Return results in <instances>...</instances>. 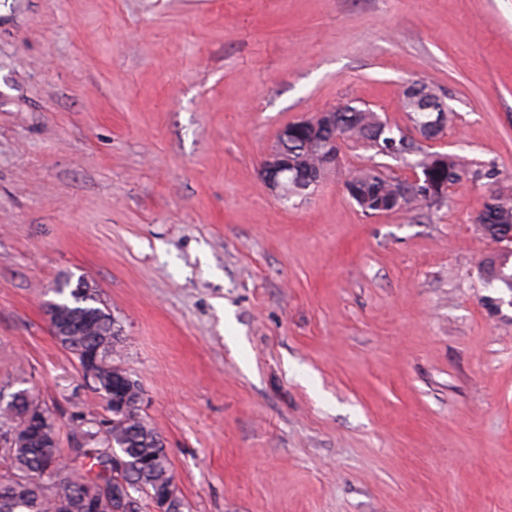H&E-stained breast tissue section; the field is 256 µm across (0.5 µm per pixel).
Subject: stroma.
Listing matches in <instances>:
<instances>
[{
	"label": "stroma",
	"mask_w": 512,
	"mask_h": 512,
	"mask_svg": "<svg viewBox=\"0 0 512 512\" xmlns=\"http://www.w3.org/2000/svg\"><path fill=\"white\" fill-rule=\"evenodd\" d=\"M493 178L364 216L365 150L280 200L283 126L347 103ZM512 194V0H0V390L74 445L100 416L50 330L82 278L118 321L189 512H512V294L476 218ZM502 266L504 267L500 270ZM480 270L486 285L493 288H506L511 292L510 285L500 276V273L504 276L512 274V254L510 258L506 253L493 252L481 261Z\"/></svg>",
	"instance_id": "35a3bbf8"
}]
</instances>
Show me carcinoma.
I'll list each match as a JSON object with an SVG mask.
<instances>
[{
	"label": "carcinoma",
	"mask_w": 512,
	"mask_h": 512,
	"mask_svg": "<svg viewBox=\"0 0 512 512\" xmlns=\"http://www.w3.org/2000/svg\"><path fill=\"white\" fill-rule=\"evenodd\" d=\"M372 118L373 113L364 108L336 113L341 132L372 152L370 163L356 170L346 185L376 203L387 201L395 190L393 178L385 175L383 165L376 161L383 155L380 146L389 134L375 137ZM412 154L419 155L418 168L431 167L437 177L450 183L491 176L458 154L425 151L413 143L400 151L402 156ZM440 205L442 201L433 196L412 198L405 201L403 209L422 211ZM477 228L483 238L496 242L512 234V198L490 196L479 213ZM480 270L486 285L512 287L504 280L512 274L508 254L492 253L481 261ZM55 293L58 299L46 306L51 328L55 331L60 324L68 325L71 335L57 340L78 361L88 357L96 362L92 390L112 387L116 398L122 377L131 380L134 391L124 406L106 405L107 415L103 417L72 418L75 458L82 459L91 470H100L98 479L84 483L70 479L69 464L60 462L56 423L49 409L27 388L11 392V403L0 404V512H59L57 502L62 497L67 500L66 512H113V505L121 499L138 502L137 512H144L146 503L169 496L177 487L160 434L139 413L140 383L114 362L121 342L116 321L81 278L74 286L69 280L58 284Z\"/></svg>",
	"instance_id": "1"
}]
</instances>
